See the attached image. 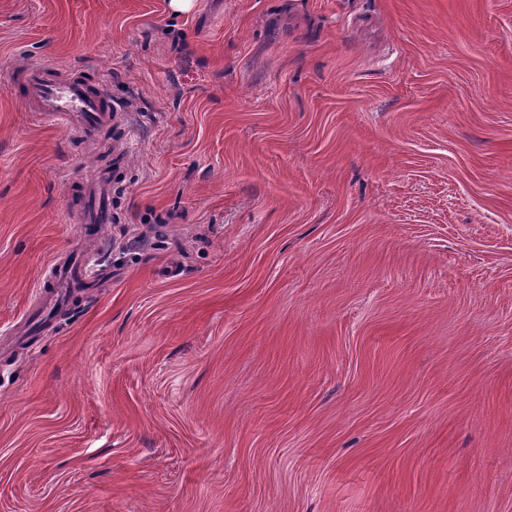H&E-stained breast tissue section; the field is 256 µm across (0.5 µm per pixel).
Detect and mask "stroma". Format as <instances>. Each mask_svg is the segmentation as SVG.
Instances as JSON below:
<instances>
[{
  "label": "stroma",
  "mask_w": 512,
  "mask_h": 512,
  "mask_svg": "<svg viewBox=\"0 0 512 512\" xmlns=\"http://www.w3.org/2000/svg\"><path fill=\"white\" fill-rule=\"evenodd\" d=\"M0 512H512V0H0ZM23 75L27 104L51 123L92 139L101 127L121 122L105 84L92 86L49 66L29 67ZM78 224H93L100 228L112 224V180L102 172L89 185L87 207L75 218Z\"/></svg>",
  "instance_id": "35a3bbf8"
}]
</instances>
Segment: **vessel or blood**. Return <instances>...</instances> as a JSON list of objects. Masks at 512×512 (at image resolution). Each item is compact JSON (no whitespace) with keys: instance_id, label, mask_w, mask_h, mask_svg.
<instances>
[{"instance_id":"b4317fda","label":"vessel or blood","mask_w":512,"mask_h":512,"mask_svg":"<svg viewBox=\"0 0 512 512\" xmlns=\"http://www.w3.org/2000/svg\"><path fill=\"white\" fill-rule=\"evenodd\" d=\"M23 75L27 104L51 123L91 139L101 127L120 122L106 85L92 86L49 66L29 67ZM77 221L97 228L111 223L112 181L108 173H100L90 183L87 207Z\"/></svg>"}]
</instances>
